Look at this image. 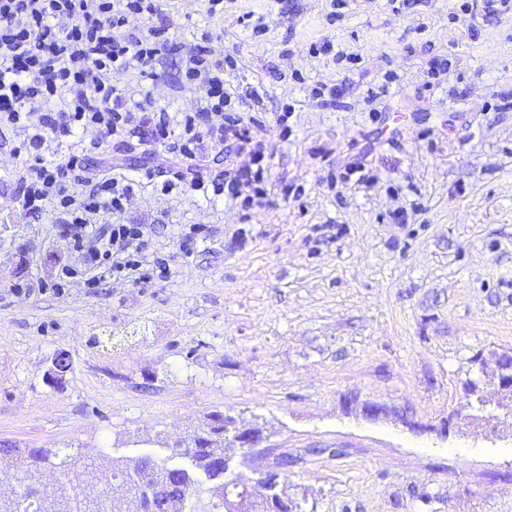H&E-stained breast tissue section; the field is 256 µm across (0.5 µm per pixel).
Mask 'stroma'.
<instances>
[{
	"mask_svg": "<svg viewBox=\"0 0 512 512\" xmlns=\"http://www.w3.org/2000/svg\"><path fill=\"white\" fill-rule=\"evenodd\" d=\"M461 2L396 13L349 0L331 22L327 0L283 12L232 0L218 24L205 0H161L171 50L156 69L159 107L195 111L180 53L212 33L271 158L267 196L244 210L164 191L174 163L160 150L108 138L89 152L88 171L137 180L119 220L153 225L163 279H78L57 293L56 267L77 258L52 210L22 208L18 140L0 132V448L93 455L135 434L144 445L125 453L139 457L219 412L263 438L245 476L291 453L280 479L317 512H410L414 491L431 494L425 512H512V414L439 433L471 357L512 353V16L474 34ZM246 13L264 17L262 34L238 25ZM326 38L358 62L313 56ZM437 54L455 62L432 79ZM326 83L346 89L336 104L313 94ZM286 110L283 139L273 126ZM352 163L371 185L344 182ZM401 207L415 214L393 223ZM30 281L43 291L11 294ZM58 355L71 368L51 385ZM366 402L387 417L366 419Z\"/></svg>",
	"mask_w": 512,
	"mask_h": 512,
	"instance_id": "1",
	"label": "stroma"
}]
</instances>
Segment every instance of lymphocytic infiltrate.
I'll use <instances>...</instances> for the list:
<instances>
[{"label":"lymphocytic infiltrate","instance_id":"f902f5d3","mask_svg":"<svg viewBox=\"0 0 512 512\" xmlns=\"http://www.w3.org/2000/svg\"><path fill=\"white\" fill-rule=\"evenodd\" d=\"M159 11L158 0H0V129L19 135L25 151L12 175L25 210L55 208V231L78 259L58 265L56 288L79 276L89 286L108 278L137 283L165 275L167 266L148 262L146 225L105 221L125 210L133 178L81 174L84 151L62 160L46 154L48 144L79 140L90 130L103 139L150 143L181 162L172 185L245 209L267 194L264 149L242 113L230 111L224 62L208 48H191L180 59L183 88L200 94L196 111L157 112L152 89L136 95L113 84V73H143L163 59L167 37L153 23ZM228 141L249 152L248 163L211 178L183 175L204 148L220 151Z\"/></svg>","mask_w":512,"mask_h":512}]
</instances>
